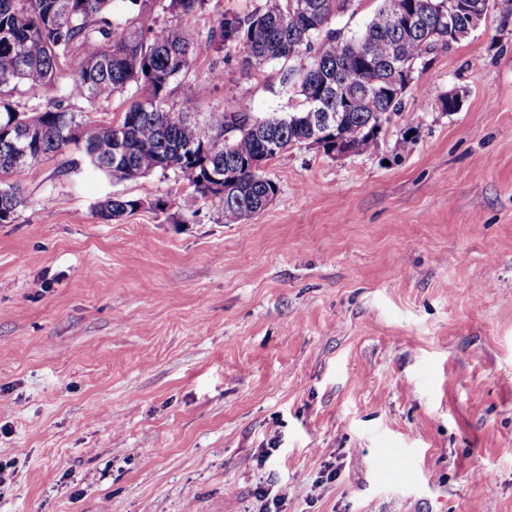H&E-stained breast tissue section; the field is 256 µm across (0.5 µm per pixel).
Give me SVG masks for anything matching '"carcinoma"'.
<instances>
[{"label":"carcinoma","mask_w":512,"mask_h":512,"mask_svg":"<svg viewBox=\"0 0 512 512\" xmlns=\"http://www.w3.org/2000/svg\"><path fill=\"white\" fill-rule=\"evenodd\" d=\"M156 0H0V174L31 166L57 154L75 138L76 114L63 102L108 100L133 90L134 101L116 124L94 127L85 156L89 164L118 181L145 177L169 167L202 198L208 172L224 176V223L237 224L261 211L277 185L260 175L256 160L269 161L313 132L311 104L340 114L324 133V154L336 143L359 155L375 146L382 128L377 115L398 114L403 99L390 94L388 78L405 62L420 64L448 48V0H379L365 29L343 40L330 21L351 0H265L247 13H224L203 33L190 23L150 24ZM209 0H168L182 16L205 10ZM415 11L428 29L416 37L388 26L390 14ZM239 47L257 73L282 63V90L300 98L287 115L255 118L238 113L236 132L224 135V121L203 123L171 115L165 107L172 81L191 69L203 49L221 53ZM62 67L69 81L59 99L31 114L18 110L8 93L19 83L30 89L50 85ZM21 189L0 187V224H11L23 204ZM144 204L115 195L99 206L110 222Z\"/></svg>","instance_id":"obj_1"}]
</instances>
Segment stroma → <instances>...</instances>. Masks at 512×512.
Segmentation results:
<instances>
[{
	"label": "stroma",
	"instance_id": "35a3bbf8",
	"mask_svg": "<svg viewBox=\"0 0 512 512\" xmlns=\"http://www.w3.org/2000/svg\"><path fill=\"white\" fill-rule=\"evenodd\" d=\"M279 73L203 53L167 104L288 112ZM129 105L71 100L75 141L0 177L25 198L0 224V512H512V15L430 55L368 152L268 161L278 196L238 224L177 172L86 161ZM113 195L148 204L106 223Z\"/></svg>",
	"mask_w": 512,
	"mask_h": 512
}]
</instances>
